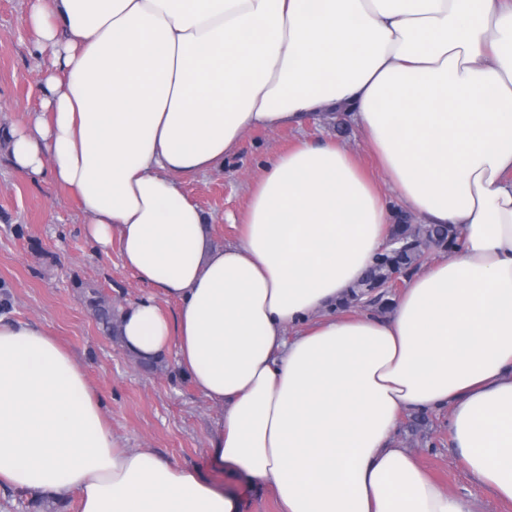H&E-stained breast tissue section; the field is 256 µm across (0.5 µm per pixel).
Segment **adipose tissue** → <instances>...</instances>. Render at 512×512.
I'll use <instances>...</instances> for the list:
<instances>
[{"label":"adipose tissue","mask_w":512,"mask_h":512,"mask_svg":"<svg viewBox=\"0 0 512 512\" xmlns=\"http://www.w3.org/2000/svg\"><path fill=\"white\" fill-rule=\"evenodd\" d=\"M46 69L11 165L64 187L101 249L150 286L124 349L174 352L222 408L220 468L281 512H477L398 443L447 411L457 462L512 503V0H31ZM338 108L382 180L336 141L273 154L237 242L185 182L246 132ZM461 232L389 317L343 299L396 214ZM177 303L168 315L161 300ZM81 512H239L238 494L119 446L72 353L0 316V483Z\"/></svg>","instance_id":"adipose-tissue-1"}]
</instances>
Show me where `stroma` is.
Masks as SVG:
<instances>
[{"label": "stroma", "instance_id": "stroma-1", "mask_svg": "<svg viewBox=\"0 0 512 512\" xmlns=\"http://www.w3.org/2000/svg\"><path fill=\"white\" fill-rule=\"evenodd\" d=\"M28 4L0 0V315L46 328L75 356L124 448H149L165 461L196 467L205 479L239 491L241 512H280L270 487H244L240 477L212 467L208 443L222 410L180 373L174 353L166 354L162 370L141 367L120 341L100 334L78 284H95L122 309L148 294V286L123 268L118 248L101 250L86 236L88 218L64 189L13 171L6 137L37 107L31 86L46 68L23 23ZM324 139L345 143L367 170H375L359 132L342 111L331 109L298 129L248 132L223 168L186 182V195L211 221L214 242L237 241L233 219L243 211L247 186L263 161L299 141ZM410 423L401 420L397 440L443 490L473 500L479 512H512V504L496 500L457 463L447 413H425L415 430Z\"/></svg>", "mask_w": 512, "mask_h": 512}]
</instances>
